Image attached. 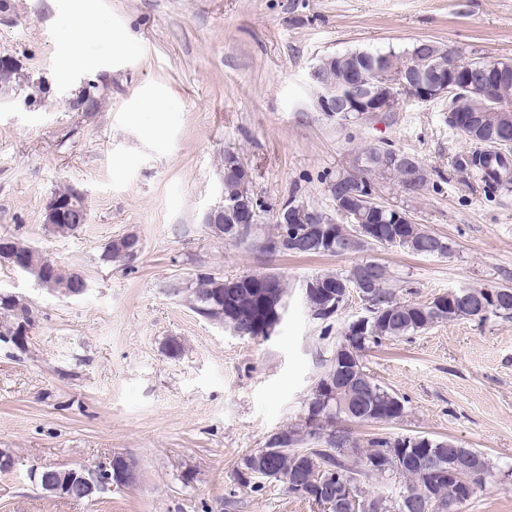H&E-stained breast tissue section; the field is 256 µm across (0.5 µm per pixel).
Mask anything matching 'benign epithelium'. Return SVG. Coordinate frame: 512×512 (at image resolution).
Instances as JSON below:
<instances>
[{
	"label": "benign epithelium",
	"mask_w": 512,
	"mask_h": 512,
	"mask_svg": "<svg viewBox=\"0 0 512 512\" xmlns=\"http://www.w3.org/2000/svg\"><path fill=\"white\" fill-rule=\"evenodd\" d=\"M378 66L373 73L363 71L358 64L355 55H329L322 58L318 64L312 67L310 79L315 93V105L322 112L333 114L340 112H395L398 110V97L387 95L377 88L376 81L388 80V84L406 89L410 97L418 102H429L438 99H448L451 95L461 91H471L487 99H493L495 87L508 80L512 70L507 63L498 61L486 62L477 66H470L459 61L457 51L442 47L434 42L419 41L414 49V61L407 71L401 75H392L385 70L382 56H377ZM341 71L342 83L350 88V94L340 96L341 87L336 82L327 78L332 71ZM448 119L460 122L470 131H478L479 126L487 123L494 125L500 122L512 120V114L508 112L492 111L481 117L463 118L455 116V109L448 108ZM368 165L362 161H356L354 168L344 173L336 183V189L332 192V198L338 209L342 224L322 227L317 232L319 245L334 248L335 240L356 243L371 239L378 240L383 245L385 241L378 238V226L374 225L377 217L383 216L385 208L374 204V193L368 191L366 178L361 172ZM385 168L391 170V175L403 182L404 187L414 189L427 177V168L416 157L410 154L396 156L385 162ZM232 177L244 185L253 183L251 169L235 154L226 156L224 160L223 178ZM64 210L60 204L51 199L45 210V224L50 231L56 230V222L62 218ZM257 210L253 199L241 197L237 199H224V201L207 209L202 218L210 233L216 237H225L227 240L236 238L238 224H255ZM278 224H296L298 228L291 233L292 240L301 243L305 236L309 235L307 225L322 223L321 216L308 209L303 204H286L282 206L275 216ZM109 245L137 258L143 250V242L135 233H127L119 238L109 241ZM0 259L8 262L16 269L28 274H40L44 268L52 269L62 280L63 285H68L71 280L81 281V287L70 288L64 292L66 297H78L87 290L86 281L70 269L45 258H37L36 253H31L28 258H20L12 247V238H0ZM247 280L264 287L262 299L263 305L276 301L277 275L271 272L254 273L244 278H222L224 294L230 295L233 289L240 287L241 280ZM358 297L366 315L351 323L354 330L363 332L376 314V304L371 291L368 276L362 274L359 279L340 288L328 287L321 276L309 278L304 285L305 300L317 299L319 307L311 308L314 314L329 313L343 306L350 295ZM199 314L209 322L226 327L234 334L241 336L243 332L235 325L221 319L224 314L222 298H217L214 305L202 308ZM316 400L320 402V408H325L334 399L342 400L344 407H350L360 415H367L369 411L364 407V395L359 391H352L336 385V376L315 389ZM422 462L428 466L436 467L444 462L448 463V474L453 475L456 469L463 465L473 463V457L467 454L453 455L448 460H443L441 453L435 449L429 451L422 458ZM30 477L37 483L41 490L52 496H68L69 492L78 488L83 496L93 498L114 486L129 487L138 479L136 464L124 455L113 456L103 468L96 471L71 468L59 477L49 475L46 468L35 466L31 469ZM350 497V483L342 482L336 486L334 498L319 502L323 512L334 508L340 501Z\"/></svg>",
	"instance_id": "obj_1"
}]
</instances>
